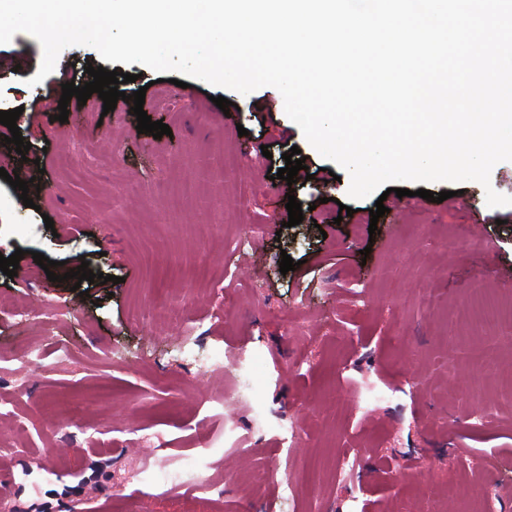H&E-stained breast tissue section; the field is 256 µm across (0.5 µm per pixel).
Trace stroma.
Masks as SVG:
<instances>
[{
  "label": "stroma",
  "instance_id": "obj_1",
  "mask_svg": "<svg viewBox=\"0 0 512 512\" xmlns=\"http://www.w3.org/2000/svg\"><path fill=\"white\" fill-rule=\"evenodd\" d=\"M42 58L27 34L0 44V110L21 108L31 143L24 155L0 146V167L36 159L44 170L25 196L0 179V255L24 252L16 276L0 273V488L16 512H177L165 489L114 487L142 470L192 486L186 464L200 452L214 512H240L262 466L272 480L258 512H476L489 482L495 512H512V329L462 331L476 269L489 271L485 300L512 297V206L486 203L490 188L512 196V161L440 203L410 184L374 224L375 197H348L349 175L308 143L274 87L241 95L195 78L183 89L88 46L65 48L29 85ZM89 64L136 75L125 93L145 90L144 111L171 135L138 133L130 103L107 113L95 94L57 122L63 84L84 86ZM294 146L335 179H268ZM292 195L306 211L290 227ZM343 205L352 215L339 217ZM36 252L56 261L58 281L29 280ZM285 254L299 268L281 272ZM85 260L118 283L73 292L66 273ZM420 288L434 310L414 300ZM166 304L184 306V330L161 328ZM20 306L33 315L16 316ZM136 306L151 316L131 322ZM185 334L195 344L183 359ZM351 448L357 473L342 482Z\"/></svg>",
  "mask_w": 512,
  "mask_h": 512
}]
</instances>
